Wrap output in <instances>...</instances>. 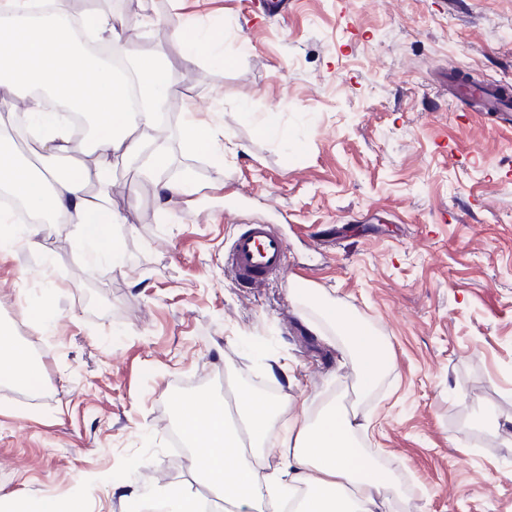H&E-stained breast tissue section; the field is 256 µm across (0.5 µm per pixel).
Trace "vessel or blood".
<instances>
[{"label":"vessel or blood","instance_id":"1","mask_svg":"<svg viewBox=\"0 0 512 512\" xmlns=\"http://www.w3.org/2000/svg\"><path fill=\"white\" fill-rule=\"evenodd\" d=\"M448 89L459 100L473 103L477 111L494 114L505 124L512 122V98L505 96L502 86L469 82L460 68L452 67ZM224 264L238 284L259 288L286 269L288 244L274 225L250 224L235 234Z\"/></svg>","mask_w":512,"mask_h":512}]
</instances>
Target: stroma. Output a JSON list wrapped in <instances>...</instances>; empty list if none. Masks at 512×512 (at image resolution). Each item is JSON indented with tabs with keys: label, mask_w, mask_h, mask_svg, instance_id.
I'll return each instance as SVG.
<instances>
[{
	"label": "stroma",
	"mask_w": 512,
	"mask_h": 512,
	"mask_svg": "<svg viewBox=\"0 0 512 512\" xmlns=\"http://www.w3.org/2000/svg\"><path fill=\"white\" fill-rule=\"evenodd\" d=\"M85 6L84 27L123 17L133 49L167 61L175 126L189 102L220 113L224 146L172 145L164 176L191 174L185 199L113 161L124 268L90 262L70 224L26 225L0 253V322L49 355L39 394L0 381V494L81 496L88 512H130L159 484L210 498L191 449L169 453L177 402L247 393L356 410L395 483L387 512H512V129L462 123L448 94L452 63L512 86V0ZM177 17L216 54L186 62ZM269 112L284 137L256 134ZM251 221L289 245L288 273L253 289L224 267ZM293 288L335 298L384 346L366 396Z\"/></svg>",
	"instance_id": "1"
}]
</instances>
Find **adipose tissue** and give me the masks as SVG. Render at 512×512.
Here are the masks:
<instances>
[{
	"label": "adipose tissue",
	"mask_w": 512,
	"mask_h": 512,
	"mask_svg": "<svg viewBox=\"0 0 512 512\" xmlns=\"http://www.w3.org/2000/svg\"><path fill=\"white\" fill-rule=\"evenodd\" d=\"M31 0H0V85L11 93L0 96V112L16 108L13 91H27L30 126L41 153L55 155L72 149L68 131L54 110L65 101L87 113L99 137L91 150L100 164L90 172L61 173L47 167L31 174L16 156L0 147V190L23 200L43 222L75 225L90 258L102 255L112 211L105 201L112 184V161L140 163L143 173L157 177L168 165L163 148L147 149L142 131L156 122L155 107L170 95L167 64L159 57L137 54L126 38L127 23L118 16H101L94 27L111 47L123 54L139 81L141 109H131L124 88L111 70L87 54L68 16L34 19ZM96 183L91 194L88 183ZM295 304L313 301L317 328L329 330L345 342L360 376L361 390H369L387 366L374 336L349 316L334 298L311 299L307 289L291 291ZM41 367L8 334L0 335V379L19 385L38 376ZM242 430L225 428L224 406L202 396L179 403L180 425L194 453L202 456L203 481L222 491L236 512H282L291 493L301 500L297 512H381L383 493L392 479L355 443L356 412L328 405L320 414L301 407L284 428L279 416L287 401L246 396L238 403ZM275 459L264 472L262 457Z\"/></svg>",
	"instance_id": "1"
}]
</instances>
